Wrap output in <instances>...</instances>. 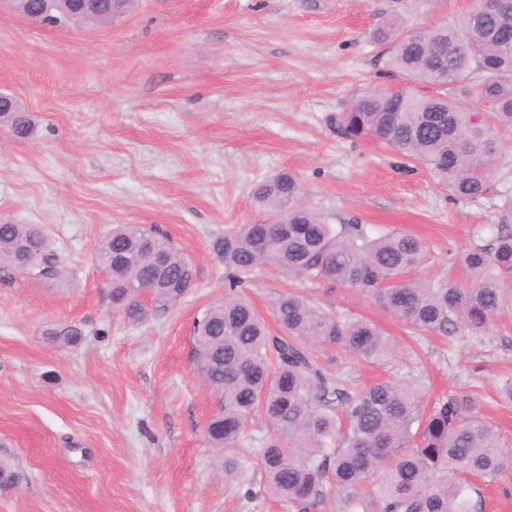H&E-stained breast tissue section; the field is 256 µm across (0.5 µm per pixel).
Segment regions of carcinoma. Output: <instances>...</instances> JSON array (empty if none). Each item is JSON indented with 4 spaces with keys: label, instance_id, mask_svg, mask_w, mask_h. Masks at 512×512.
<instances>
[{
    "label": "carcinoma",
    "instance_id": "carcinoma-1",
    "mask_svg": "<svg viewBox=\"0 0 512 512\" xmlns=\"http://www.w3.org/2000/svg\"><path fill=\"white\" fill-rule=\"evenodd\" d=\"M393 7L371 34L382 46L394 84L357 96L337 125L353 140L382 142L425 166L458 199L496 194L489 171L512 134V0L484 14L469 6L460 18L425 29L410 25L413 0ZM64 0H27L24 13L53 21ZM17 137L32 132L26 112H0ZM269 210L262 224H244L213 242L224 260V298L193 328V362L217 396L206 426L224 454V480L253 499L263 493L308 512L336 494L339 512H482V487L512 471V448L481 416L467 391L426 400L418 379L383 380L355 389L352 363H385L397 344L377 323L335 315L296 293L280 295L273 313L281 334L237 294L263 266L355 288L399 316L414 332L485 335L503 308L512 274V201L501 207L500 231L485 246L456 257L470 282L451 286L408 273L425 261L421 240L394 231L376 237L362 224L300 201L297 180L283 173L255 186ZM57 263L40 224H0V272ZM109 270L112 302L132 322L144 320L139 297L166 311L192 287L189 260L171 240L139 224H115L94 253ZM62 345L82 332L60 325ZM336 355L318 364L315 354ZM266 431L245 438L249 419ZM260 474L263 487L256 488Z\"/></svg>",
    "mask_w": 512,
    "mask_h": 512
}]
</instances>
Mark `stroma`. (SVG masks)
<instances>
[{"mask_svg":"<svg viewBox=\"0 0 512 512\" xmlns=\"http://www.w3.org/2000/svg\"><path fill=\"white\" fill-rule=\"evenodd\" d=\"M388 0H139L109 24L41 25L0 0V93L35 124L0 127V224L43 225L63 269L0 274V512H298L244 498L205 437L217 403L192 361L193 322L224 296L212 242L266 221L253 187L295 176L304 202L371 235L407 231L428 256L418 274L459 287L458 252L488 244L512 195V143L490 176L498 194L456 199L421 165L336 118L384 82L369 37ZM115 224L168 235L193 286L132 323L115 310L93 256ZM357 313L400 345L389 366L360 364L355 382L425 377L431 396L476 392L512 442V301L474 338L411 336L352 288L259 270L239 294L269 320L276 298ZM61 324L83 331L52 343Z\"/></svg>","mask_w":512,"mask_h":512,"instance_id":"stroma-1","label":"stroma"}]
</instances>
